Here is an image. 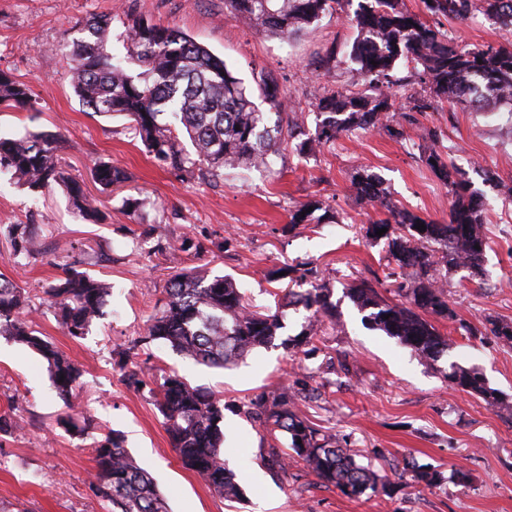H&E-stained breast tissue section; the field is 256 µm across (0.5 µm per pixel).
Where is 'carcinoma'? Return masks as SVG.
I'll return each instance as SVG.
<instances>
[{"label":"carcinoma","instance_id":"cac0c4a2","mask_svg":"<svg viewBox=\"0 0 512 512\" xmlns=\"http://www.w3.org/2000/svg\"><path fill=\"white\" fill-rule=\"evenodd\" d=\"M226 16L244 19L268 36L289 40L304 33L328 13H342L356 36L344 50L356 65L362 87L343 85L315 98L313 132L306 131L287 111L288 101L271 78L259 81L256 104L253 90L233 75L224 60L212 54L182 31L133 18L124 29L126 55L116 59L106 51L112 16L88 20L71 51L68 80L82 107L94 114L124 116L149 153L186 177L195 173L217 176L227 166H271L281 146L299 140L295 150L313 156L321 147L335 144L357 130L385 131L394 138L404 128L391 121L398 105L404 118L462 104L480 112L491 101L512 106V41L485 42L471 48L441 29L439 20L464 23L480 14L499 28L512 30V0H421L414 11L407 0H224ZM410 75H396L398 64ZM29 85L0 70V106L19 111L35 110ZM187 135L186 150L180 135ZM442 131L427 130L417 145L418 159L451 196L448 219L436 221L397 205L384 179L369 167H359L351 187L359 202L369 205L378 218L363 226L365 237L384 242L387 252L384 294L359 280L343 289L362 315L364 325L395 339L412 355L436 363L451 348L439 323L453 325V332L467 339L491 336L512 348V321L489 316L475 326L460 318L448 300L444 279L459 269L474 277L485 276L489 242L482 231L487 202L467 171L448 160L441 150ZM62 137L53 132L17 137L0 133V172L11 174L32 191L52 184L66 187L74 210L85 220L98 222L103 212L83 184L64 174L58 156ZM92 178L107 189L123 181V171L99 161ZM318 200L289 210L288 228L304 224H341L345 216L324 211ZM425 225L420 231L416 225ZM386 229L382 235L377 230ZM13 255L38 251V228L16 224L8 234ZM75 260L62 276L44 289L64 332L74 340L87 336L99 319L109 284L80 269ZM278 277L292 287L275 294V309L255 307L235 280L224 275L209 277L194 268L173 277L159 300L144 332L126 348L114 351L115 364L123 369V381L135 391L148 389L163 417L170 443L182 463L199 474L224 500L236 502L243 492L224 457L223 396L191 384L175 370L150 374L128 361L151 356L154 345L215 368H223L258 349L281 348L286 355L312 357L316 341L327 324L341 319V299L334 289L312 281L309 269L283 266ZM27 297L12 281L0 277V336L36 351L48 364L57 394L67 411L57 424L71 436L82 437L89 418L74 413L73 391L84 370L37 335L23 316ZM308 312L301 330L286 333L287 312ZM448 386L481 399L492 410H509L499 390L475 366L456 361L441 370ZM244 413L262 431L281 434L284 447L272 445L265 457L274 473L301 463L320 485L336 488L349 498L390 492V485L375 467L357 460L348 442L314 427L299 414L297 397L288 387L264 392L248 401ZM95 473L89 492L107 502L110 512H170L164 495L150 474L141 468L124 446L123 436L108 430L93 438ZM416 486L441 485L442 472L428 464L406 462Z\"/></svg>","mask_w":512,"mask_h":512}]
</instances>
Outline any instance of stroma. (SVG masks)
<instances>
[{
	"instance_id": "stroma-1",
	"label": "stroma",
	"mask_w": 512,
	"mask_h": 512,
	"mask_svg": "<svg viewBox=\"0 0 512 512\" xmlns=\"http://www.w3.org/2000/svg\"><path fill=\"white\" fill-rule=\"evenodd\" d=\"M103 14L112 17L109 53H123L122 22L140 16L188 34L247 85L272 77L297 113L308 112L325 91L357 78L347 61L329 73L312 68L327 48L345 47L355 37L336 14L283 41L225 17L224 0H0V69L28 84L37 100L33 112H0V132L62 134L63 168L104 203L103 223L88 224L61 188L34 192L0 174V275L26 292L24 314L35 330L83 366L76 410L91 415L97 430L124 434L171 512H512V413L492 411L481 399L452 390L441 374L452 361L473 365L491 387L512 397V349L493 340L470 342L452 334L447 358L425 363L383 332L364 327L346 301L342 326L324 330L320 351L310 360L263 349L219 369L153 346L151 366L177 369L231 404L284 383L325 389V399L299 402L300 414L346 439L380 475H391L394 464L412 458L445 477L436 489L401 483L391 495L358 499L321 487L299 466L273 475L263 460L270 437L235 412L225 424L224 456L244 496L224 500L182 466L148 392L128 389L112 360L114 349L143 332L170 275L185 268L231 276L259 307L271 303L270 292L278 286L272 271L287 264H310L318 280L337 291L358 279H381L386 247L364 236V224L376 213L357 203L351 176L357 167H370L397 205L447 219L448 190L419 161L415 147L428 127L442 131V149L455 164L467 171L492 168L500 181L483 188L489 203L488 276L482 280L458 271L448 281V299L475 325L490 315L512 320V202L502 196L503 187L512 188V113L503 106L483 113L460 107L428 112L402 139L359 131L313 159L290 147L274 156L268 169L228 167L219 177L185 179L149 155L126 119L83 111L66 79L69 59L59 44L78 37L87 19ZM101 160L122 169L124 183L108 190L94 183L91 169ZM128 197L141 200L137 213L126 210ZM313 198L347 215L348 223L288 230L289 209ZM14 224L38 225L47 250L13 257L7 234ZM186 237L199 241L203 252L180 250ZM74 242L82 246L84 268L112 285L102 316L78 341L62 330L44 294L61 276ZM63 410L46 363L0 337V413L11 412L19 423L16 432L0 435V512H108L107 503L87 489L95 471L91 443L59 428L56 419ZM457 471L465 481L454 479Z\"/></svg>"
}]
</instances>
